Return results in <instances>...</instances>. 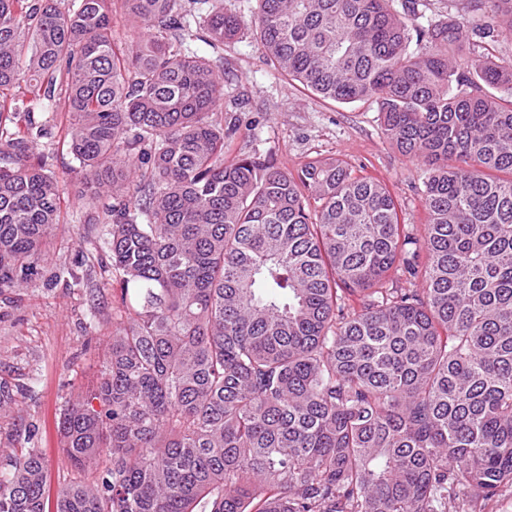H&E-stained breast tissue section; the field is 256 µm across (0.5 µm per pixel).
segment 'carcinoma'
Listing matches in <instances>:
<instances>
[{
  "label": "carcinoma",
  "instance_id": "cac0c4a2",
  "mask_svg": "<svg viewBox=\"0 0 512 512\" xmlns=\"http://www.w3.org/2000/svg\"><path fill=\"white\" fill-rule=\"evenodd\" d=\"M207 5L205 12L195 4ZM0 0V289L60 223L46 101L102 206L122 316L61 415L73 477L0 461V512H469L512 486V0ZM333 102L375 100L428 168L425 235L342 160L224 159V42ZM203 32L212 53L192 50ZM416 49H411V46ZM26 85L27 99L12 91ZM423 287H416V282ZM419 4L416 9V16H412L414 24L427 23V20L437 18L440 15L448 16L454 14L461 4L469 3L467 0H417Z\"/></svg>",
  "mask_w": 512,
  "mask_h": 512
}]
</instances>
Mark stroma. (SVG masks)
I'll return each mask as SVG.
<instances>
[{
    "mask_svg": "<svg viewBox=\"0 0 512 512\" xmlns=\"http://www.w3.org/2000/svg\"><path fill=\"white\" fill-rule=\"evenodd\" d=\"M224 108L225 120L241 126L229 156L268 154L291 172L315 157L346 160L355 174L385 183L401 223L424 235L425 165L386 141L376 103L329 102L288 83L248 33L224 46ZM34 118L52 123L38 141L35 161L59 180L64 219L44 243L32 279L0 290V383L14 399L0 408V457L36 449L55 484L72 472L60 414L72 393L96 375L120 290L112 277L108 227L94 223L96 208L80 194L78 163L64 141L68 117L39 107Z\"/></svg>",
    "mask_w": 512,
    "mask_h": 512,
    "instance_id": "obj_1",
    "label": "stroma"
}]
</instances>
